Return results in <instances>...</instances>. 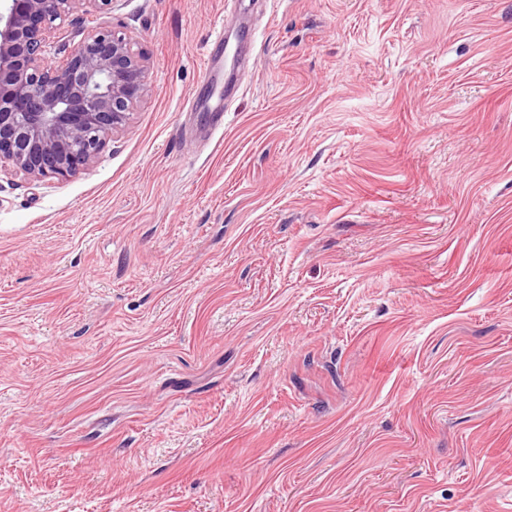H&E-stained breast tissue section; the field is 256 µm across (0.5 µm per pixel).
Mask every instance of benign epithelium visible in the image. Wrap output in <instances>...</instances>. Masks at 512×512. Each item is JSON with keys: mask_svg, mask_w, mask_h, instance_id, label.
<instances>
[{"mask_svg": "<svg viewBox=\"0 0 512 512\" xmlns=\"http://www.w3.org/2000/svg\"><path fill=\"white\" fill-rule=\"evenodd\" d=\"M0 13V174L39 182L95 164L146 93L148 59L112 26H96L60 63L56 22L108 14L114 0H11Z\"/></svg>", "mask_w": 512, "mask_h": 512, "instance_id": "benign-epithelium-1", "label": "benign epithelium"}]
</instances>
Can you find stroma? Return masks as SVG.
Instances as JSON below:
<instances>
[{"label": "stroma", "instance_id": "obj_1", "mask_svg": "<svg viewBox=\"0 0 512 512\" xmlns=\"http://www.w3.org/2000/svg\"><path fill=\"white\" fill-rule=\"evenodd\" d=\"M100 21L128 128L0 178V512H512V0Z\"/></svg>", "mask_w": 512, "mask_h": 512}]
</instances>
